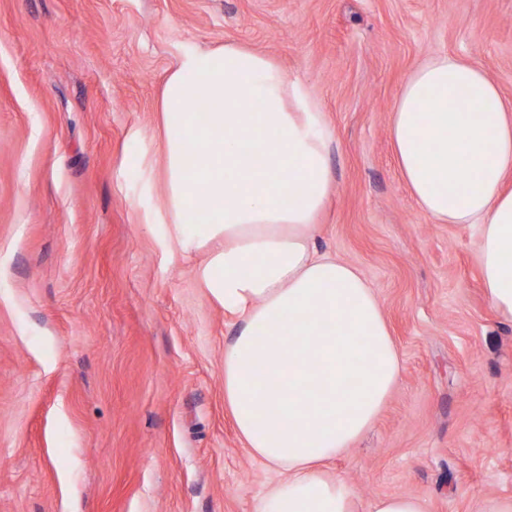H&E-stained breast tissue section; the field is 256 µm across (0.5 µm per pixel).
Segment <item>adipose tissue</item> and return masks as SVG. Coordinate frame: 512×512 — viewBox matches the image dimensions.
Listing matches in <instances>:
<instances>
[{"label": "adipose tissue", "mask_w": 512, "mask_h": 512, "mask_svg": "<svg viewBox=\"0 0 512 512\" xmlns=\"http://www.w3.org/2000/svg\"><path fill=\"white\" fill-rule=\"evenodd\" d=\"M159 110L167 214L182 250L212 247L202 281L237 326L224 402L246 448L281 475L258 512H359L326 464L374 422L401 364L361 272L316 249L333 191L324 114L245 47L185 58ZM390 137L422 210L478 225L491 306L512 316V107L498 86L460 57H432L403 84Z\"/></svg>", "instance_id": "adipose-tissue-1"}]
</instances>
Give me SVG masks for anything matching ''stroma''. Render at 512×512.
I'll return each instance as SVG.
<instances>
[{
  "label": "stroma",
  "mask_w": 512,
  "mask_h": 512,
  "mask_svg": "<svg viewBox=\"0 0 512 512\" xmlns=\"http://www.w3.org/2000/svg\"><path fill=\"white\" fill-rule=\"evenodd\" d=\"M243 46L330 128L319 250L379 298L401 375L332 472L362 504L512 498V319L478 233L435 223L399 172L405 77L450 53L512 104V0H0V512H257L275 475L224 404L236 328L205 252L163 223L162 83Z\"/></svg>",
  "instance_id": "1"
}]
</instances>
